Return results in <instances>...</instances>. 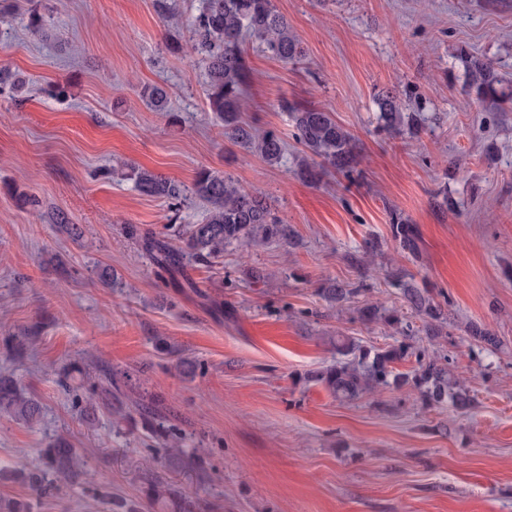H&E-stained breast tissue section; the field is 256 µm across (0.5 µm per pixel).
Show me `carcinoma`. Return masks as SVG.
<instances>
[{
  "instance_id": "cac0c4a2",
  "label": "carcinoma",
  "mask_w": 512,
  "mask_h": 512,
  "mask_svg": "<svg viewBox=\"0 0 512 512\" xmlns=\"http://www.w3.org/2000/svg\"><path fill=\"white\" fill-rule=\"evenodd\" d=\"M195 58L203 69L208 111L224 126V136L235 143L253 147L261 158L273 165L284 155V141L274 130L257 131L241 119L244 108L243 86L247 65L243 49L244 35L260 40L272 56L284 63L302 55L299 40L290 30L288 20L275 7L274 0H202L199 13L191 21ZM471 84L481 95L496 96L511 93L497 89L498 79L493 62L478 57H464ZM145 97L157 112L169 111L167 90L153 85ZM379 120L388 131L416 138L420 126L405 112L401 98L387 93L376 99ZM284 107L296 130V139L316 160H302L300 167L309 179L316 176L313 165L329 166L348 171L356 163L354 136L338 123L331 112L309 106L284 102ZM126 176L134 180L138 190L150 197L165 199L178 208L188 196L209 205L206 217L198 224L172 228L169 239L157 238L146 232L140 236L142 248L160 270L182 272L192 264L212 263L224 257V248L231 245H253L275 241L293 245L294 233L267 203L220 170L201 168L196 172L192 187L162 178L153 172L132 167ZM392 237L397 249L418 253L415 227L395 216ZM408 307L424 320L425 335L435 340L440 335L443 312L427 289L410 281L397 280ZM328 302L338 304L358 293L344 282H331L318 289ZM362 321H383L393 326L400 338L383 348L362 346L347 336L336 337V354L342 359L324 370L310 374V379L322 384L336 399L353 401L387 387H409L421 400L434 407L448 406L456 412L472 408L473 398L466 387L455 379L448 368V359L420 345V336L411 321L395 311L379 305H367L357 310ZM415 358L416 368L410 373L395 371V364L405 358ZM92 392L101 399L122 404L119 380L104 373L92 384ZM0 410L14 418L32 423L41 414L37 400L25 395L9 376L0 377ZM45 470L27 475L32 490L48 493L57 482L76 483L82 475L78 450L70 441L57 436L43 449Z\"/></svg>"
}]
</instances>
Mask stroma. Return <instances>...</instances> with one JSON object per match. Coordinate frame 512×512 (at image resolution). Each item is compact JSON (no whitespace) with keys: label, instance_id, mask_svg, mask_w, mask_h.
Instances as JSON below:
<instances>
[{"label":"stroma","instance_id":"1","mask_svg":"<svg viewBox=\"0 0 512 512\" xmlns=\"http://www.w3.org/2000/svg\"><path fill=\"white\" fill-rule=\"evenodd\" d=\"M9 2L0 69L26 89L16 99L0 87V338L38 341L17 355L0 346V374L43 410L31 424L0 413V498L30 512H512V104L469 90L461 60H492L512 90V0H274L301 60L244 43V117L286 145L273 166L226 139L207 110L205 74L185 54L201 0H167L169 18L155 0ZM38 2L55 18L41 36L28 28ZM59 85L65 98L50 94ZM152 85L167 89L169 111L143 100ZM388 91L417 113L420 138L383 130L375 100ZM287 101L332 112L354 134L350 176L299 174ZM125 163L187 185L200 168L224 171L265 196L298 243L231 246L158 275L131 229L163 238L206 210L141 194ZM20 191L37 205L18 202ZM396 214L415 225L418 257L396 248ZM369 241L379 250L362 274L350 258ZM104 267L115 287L99 285ZM398 276L440 303L436 350L468 387V414L408 388L339 401L309 380L337 360L329 337L393 343L392 328L356 311L408 314ZM331 281L365 289L333 306L317 293ZM473 324L496 347L478 350ZM179 355L198 363L195 375L175 369ZM106 370L125 414L100 403L86 424L71 399ZM155 419L178 430L181 454L156 455ZM59 434L98 497L78 483L38 495L24 481ZM153 485L163 498H148Z\"/></svg>","mask_w":512,"mask_h":512}]
</instances>
